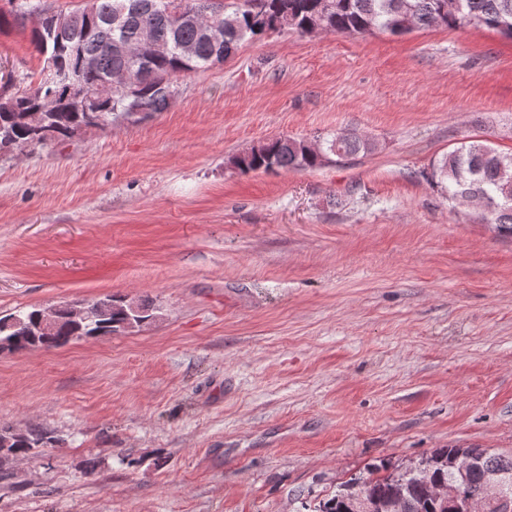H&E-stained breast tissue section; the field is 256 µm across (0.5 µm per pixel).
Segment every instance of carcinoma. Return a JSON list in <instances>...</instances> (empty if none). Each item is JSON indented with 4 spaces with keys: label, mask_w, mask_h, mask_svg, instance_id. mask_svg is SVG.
Listing matches in <instances>:
<instances>
[{
    "label": "carcinoma",
    "mask_w": 512,
    "mask_h": 512,
    "mask_svg": "<svg viewBox=\"0 0 512 512\" xmlns=\"http://www.w3.org/2000/svg\"><path fill=\"white\" fill-rule=\"evenodd\" d=\"M175 0H91V7L67 12L73 19L67 34L52 37L31 32V44L43 57V68L58 74L79 69L81 59L94 57L98 65L81 72L79 81L65 80L48 87L44 82L23 92L0 95V153L62 143L89 126L88 112L78 105L83 91H93L109 78L118 82L112 96L98 101L97 126L112 125L134 110L162 112L171 95L165 91L179 78L206 69L235 55L241 41L279 30L281 14L293 15L292 29L307 34L323 0H237L229 8L225 0H181L185 12L197 20L182 19L169 7ZM334 10L327 27L333 34L365 35L373 30L403 35L439 24L449 29L486 28L512 38V0H331ZM43 4L23 0L12 16L0 15V32L11 22L24 20ZM122 14L121 27L110 28L103 19ZM151 31L168 45L161 55L146 56L139 50L140 37ZM373 142L354 130L336 134L329 152L337 158L369 152ZM327 152V153H329ZM327 153L306 140L279 137L264 140L249 151L232 157L241 172L280 169H314L328 161ZM431 183L451 202L468 198L481 201V210L498 234L512 237V157L480 140H469L433 163ZM131 314L129 301L106 294L101 302L57 306L54 326L42 336L29 335L41 322L44 309L31 307L0 316V348L23 350L36 343L57 348L81 336H110L129 326L153 319L150 305L137 304ZM12 443L0 459L14 461L35 453L48 431L43 428L10 430ZM461 453L476 457L478 465L460 480L454 460ZM499 472L506 478L505 493L512 500V455L487 448H436L419 461L392 472L354 478L318 504L315 512H385L394 502L402 512H448V499L439 490L460 487L464 498L482 494L485 475Z\"/></svg>",
    "instance_id": "cac0c4a2"
}]
</instances>
